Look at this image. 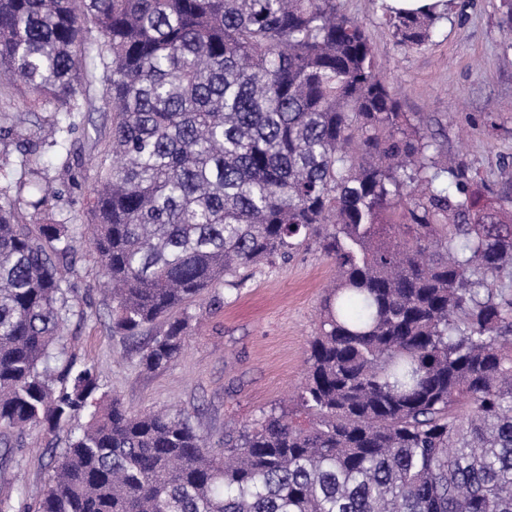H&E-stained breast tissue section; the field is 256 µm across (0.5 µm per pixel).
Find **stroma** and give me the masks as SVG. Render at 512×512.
<instances>
[{"instance_id": "obj_1", "label": "stroma", "mask_w": 512, "mask_h": 512, "mask_svg": "<svg viewBox=\"0 0 512 512\" xmlns=\"http://www.w3.org/2000/svg\"><path fill=\"white\" fill-rule=\"evenodd\" d=\"M498 5L499 0H450L432 39L408 49L393 37L382 0H341L343 12L363 23L402 110L431 119L445 153L477 168L493 190L512 192V171L498 164L500 156H512V51L501 46ZM487 114L494 126L483 124ZM111 126L106 101L93 91L73 137L70 170H63L65 162L54 149L38 157L44 180L59 195L34 213L35 223L50 224L81 211L95 185V143L108 136ZM333 277L322 255L303 250L287 262L227 278L218 289L222 305L206 296L189 306L191 330L181 356L168 368L150 372L139 366L137 352L148 333L131 338L109 326L112 299L85 237L76 244L71 279L88 318L72 324L69 349L79 360L95 364L103 393L131 411L201 408L194 424L217 444L228 423L271 409H293L291 394L304 372L319 304ZM64 439L61 433L29 431L12 462L0 465V495L21 490L28 502H35L53 470L46 448Z\"/></svg>"}]
</instances>
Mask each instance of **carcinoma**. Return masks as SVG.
Returning <instances> with one entry per match:
<instances>
[{
    "mask_svg": "<svg viewBox=\"0 0 512 512\" xmlns=\"http://www.w3.org/2000/svg\"><path fill=\"white\" fill-rule=\"evenodd\" d=\"M441 19L388 15L409 49ZM0 75L60 155L93 87L111 106L83 210L109 325L167 322L143 368L179 358L176 312L226 277L303 247L335 270L295 408L216 450L189 411L133 413L67 353L84 225L27 220L9 190L36 147L0 127L20 139L0 163V461L27 427H69L40 499L0 512H512V194L401 111L340 0H0Z\"/></svg>",
    "mask_w": 512,
    "mask_h": 512,
    "instance_id": "carcinoma-1",
    "label": "carcinoma"
}]
</instances>
